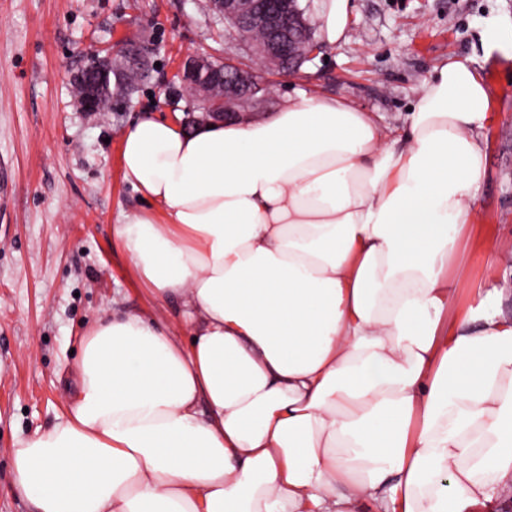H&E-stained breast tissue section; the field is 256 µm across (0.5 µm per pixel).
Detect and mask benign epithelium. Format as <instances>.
<instances>
[{
	"label": "benign epithelium",
	"instance_id": "1",
	"mask_svg": "<svg viewBox=\"0 0 512 512\" xmlns=\"http://www.w3.org/2000/svg\"><path fill=\"white\" fill-rule=\"evenodd\" d=\"M210 10L239 38L244 47L265 68L286 77L310 56L314 26L299 6V0H209ZM182 84L195 88L200 102L199 113L190 112L184 121L187 128L206 122L235 120L248 122L260 116L250 108L268 96L266 85L250 67L229 60L220 61L203 54L190 55L180 69ZM110 83L107 70L89 81L83 108L95 111L100 89ZM224 101V108L211 103Z\"/></svg>",
	"mask_w": 512,
	"mask_h": 512
}]
</instances>
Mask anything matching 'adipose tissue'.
I'll list each match as a JSON object with an SVG mask.
<instances>
[{
    "mask_svg": "<svg viewBox=\"0 0 512 512\" xmlns=\"http://www.w3.org/2000/svg\"><path fill=\"white\" fill-rule=\"evenodd\" d=\"M488 90L451 59L388 134L303 93L192 130L143 118L116 225L186 336L81 338L65 417L18 441L33 512H492L512 496V318L451 299L480 235Z\"/></svg>",
    "mask_w": 512,
    "mask_h": 512,
    "instance_id": "adipose-tissue-1",
    "label": "adipose tissue"
}]
</instances>
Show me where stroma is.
<instances>
[{
    "label": "stroma",
    "instance_id": "stroma-1",
    "mask_svg": "<svg viewBox=\"0 0 512 512\" xmlns=\"http://www.w3.org/2000/svg\"><path fill=\"white\" fill-rule=\"evenodd\" d=\"M347 38L321 46L288 77L259 71L262 112L287 95L343 97L402 128L423 82L457 59L486 81V176L473 202L483 236L512 240V59L492 32H512V0H350ZM148 49V77L111 111H82L73 78L91 54ZM207 52L253 65L205 0H0V512H31L14 489L11 450L52 427L69 405L79 338L98 318L138 314L170 325L180 302L152 296L114 227L146 201L120 166L121 138L149 116L176 125L196 107L179 86L182 58Z\"/></svg>",
    "mask_w": 512,
    "mask_h": 512
}]
</instances>
